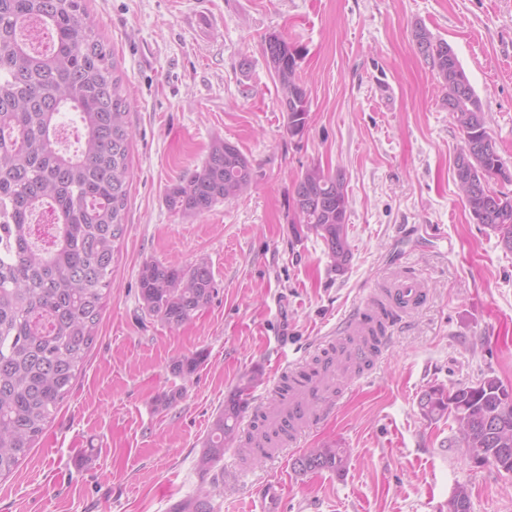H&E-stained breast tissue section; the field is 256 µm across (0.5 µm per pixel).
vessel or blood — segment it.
Segmentation results:
<instances>
[{
	"label": "vessel or blood",
	"instance_id": "1",
	"mask_svg": "<svg viewBox=\"0 0 512 512\" xmlns=\"http://www.w3.org/2000/svg\"><path fill=\"white\" fill-rule=\"evenodd\" d=\"M425 295L420 282L407 279L390 291L359 301L331 336L321 340L329 356L322 359L318 374L306 380L299 371H291L292 387L287 398L265 411L267 426L274 429L287 425V445L296 446L317 421L333 412L336 382L365 379L387 348V330L395 324L398 312L418 306Z\"/></svg>",
	"mask_w": 512,
	"mask_h": 512
}]
</instances>
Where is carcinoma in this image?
Masks as SVG:
<instances>
[{
	"label": "carcinoma",
	"mask_w": 512,
	"mask_h": 512,
	"mask_svg": "<svg viewBox=\"0 0 512 512\" xmlns=\"http://www.w3.org/2000/svg\"><path fill=\"white\" fill-rule=\"evenodd\" d=\"M413 40L436 71L449 97L448 112L471 144L454 164L470 180L460 190L472 220L490 229L512 251V195L489 188L497 177L512 183V170L490 144L481 99L446 42L433 43L423 27ZM263 52L286 112L288 132L304 133L310 94L299 72L300 51L283 36L264 37ZM70 109L83 130L80 146H59L60 114ZM126 80L106 52L83 0H0V479L26 458L31 445L68 396L96 338L112 266L125 231L131 179L133 130ZM253 168L240 149L215 141L201 167L169 186L167 207L185 216L244 196ZM349 197L344 175L312 165L296 178L290 202L296 236L319 237L336 270L351 259L347 231ZM49 210L51 223L34 220ZM139 296L148 313L171 328L192 319L217 294L207 261L179 266L143 263ZM203 354L174 363L173 373L191 377ZM249 378L213 423L198 460L208 472L224 456V440L237 430ZM422 415L448 414L458 425L465 456L485 457L512 473V387L495 377L451 389L435 386L419 399ZM263 426L246 439L245 455L265 447ZM344 448H313L294 462L303 472L340 471ZM218 483L174 507V512H216ZM467 488L459 485L448 512H470Z\"/></svg>",
	"instance_id": "carcinoma-1"
}]
</instances>
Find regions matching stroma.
I'll list each match as a JSON object with an SVG mask.
<instances>
[{
  "instance_id": "stroma-1",
  "label": "stroma",
  "mask_w": 512,
  "mask_h": 512,
  "mask_svg": "<svg viewBox=\"0 0 512 512\" xmlns=\"http://www.w3.org/2000/svg\"><path fill=\"white\" fill-rule=\"evenodd\" d=\"M127 79L131 150L127 224L112 287L83 370L15 473L0 512H173L211 478L217 512H448L457 485L471 512H512V474L474 466L456 424L428 420L423 392L481 375L512 385V252L473 223L454 184L462 145L437 74L416 48L422 27L447 42L480 97L512 168V0H84ZM278 33L301 52L310 119L291 136L263 55ZM252 163L248 194L200 216L168 209L167 187L211 143ZM342 171L352 259L336 271L323 241L295 237L288 208L306 167ZM207 261L217 294L179 328L139 298L144 262ZM402 277L425 300L401 313L367 381L299 447L242 463L224 444L197 462L227 398L252 378L270 401L289 362L370 292ZM203 353L185 380L175 361ZM182 396L169 407L160 397ZM347 451L344 470L300 472L312 448Z\"/></svg>"
}]
</instances>
